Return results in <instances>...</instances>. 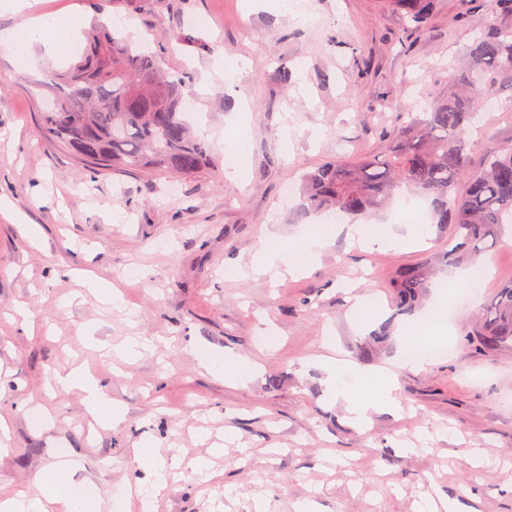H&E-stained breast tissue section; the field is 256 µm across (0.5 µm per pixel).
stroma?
Returning <instances> with one entry per match:
<instances>
[{
    "instance_id": "1",
    "label": "stroma",
    "mask_w": 512,
    "mask_h": 512,
    "mask_svg": "<svg viewBox=\"0 0 512 512\" xmlns=\"http://www.w3.org/2000/svg\"><path fill=\"white\" fill-rule=\"evenodd\" d=\"M28 14L0 0V33L28 15L77 16L87 0H30ZM500 0H434L427 35L414 34L394 0H288V11L249 0H135L101 7L111 24L132 19L168 45L164 67L189 78L197 125L213 150L209 169L179 181L121 171L95 176L41 132L51 99L35 87L45 71L68 67L33 44L25 62L0 45V191L27 226L0 223V419L11 427L0 454V493L34 488L51 465L73 460L77 482L96 486L110 512L116 485L145 479L140 443L177 455L180 474L155 512H294L309 498L320 512H415L426 497L456 500L460 512H512V347L475 352L466 335L475 315L512 281V237L484 254L487 273L476 301L440 286L468 261L434 267L415 312L396 314L393 277L447 241L428 224L425 244L369 249L336 236L303 270L279 281L246 275L267 234L293 245L319 214L300 213L303 174L344 155H383L399 116L447 95L448 70L471 44L479 19ZM246 61L238 74L222 66ZM497 108L481 112L477 133L512 145V83L497 88ZM247 123L250 163L224 176V141L235 117ZM138 278H128V270ZM94 275L119 289L124 310L107 308L78 279ZM371 295L366 322L353 319L350 288ZM447 304L448 353L427 369H399L400 414L376 413L367 430L350 424L325 393L320 357L362 366L394 360L397 338L434 302ZM31 315H14L18 303ZM384 340L372 333L383 322ZM277 351L262 350L265 336ZM137 336L147 348L113 365L109 346ZM206 346L256 364L243 386L200 367ZM87 365L124 414L97 426L80 391L59 393L56 375ZM416 449L404 451L403 440ZM224 452L210 456L212 444ZM487 456L481 469L461 451ZM209 457L207 475L195 469Z\"/></svg>"
}]
</instances>
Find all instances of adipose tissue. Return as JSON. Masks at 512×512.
I'll return each instance as SVG.
<instances>
[{"mask_svg":"<svg viewBox=\"0 0 512 512\" xmlns=\"http://www.w3.org/2000/svg\"><path fill=\"white\" fill-rule=\"evenodd\" d=\"M79 27L71 19L43 17L32 19L23 29L8 32L0 37V43L13 52L25 56L32 42H41L48 52L56 56L67 55L78 41ZM337 230L333 224H315L306 232L297 249L285 252L278 238L270 237L256 251L252 269L255 274L275 279L283 271L301 269L306 262L315 260L329 244ZM442 316H425L422 322L406 327L399 337V363L415 369L424 368L437 357L434 350H420L426 330L444 328ZM328 371V396L341 402L358 428H366L373 412L388 409L399 410L396 396V376L384 367L365 368L354 364L324 358ZM61 391L82 389L86 394L87 407L97 422L104 426H116L122 420L120 409L107 397L103 389L80 368L73 369L59 378ZM150 463L146 480L117 486L111 496L113 512H132L131 500H138L139 512H152L154 499L169 486L170 466L159 448L146 446ZM92 488L83 483L70 482L56 489L37 479L35 492L18 490L14 497L1 500L0 512H48L50 505H62L66 512H86L88 501L93 497Z\"/></svg>","mask_w":512,"mask_h":512,"instance_id":"obj_1","label":"adipose tissue"}]
</instances>
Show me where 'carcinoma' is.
<instances>
[{
    "label": "carcinoma",
    "mask_w": 512,
    "mask_h": 512,
    "mask_svg": "<svg viewBox=\"0 0 512 512\" xmlns=\"http://www.w3.org/2000/svg\"><path fill=\"white\" fill-rule=\"evenodd\" d=\"M421 35L429 29L430 0H397ZM86 44L66 70L46 72L39 86L54 99L43 113L45 132L98 173L112 170L195 175L210 165L184 108L185 80L162 67L159 52L137 49L111 32L99 6ZM512 79V28L479 24L465 59L450 75L452 90L423 116L399 122L383 159L329 162L304 174L306 212L372 218L400 190L431 198L432 220L450 231L453 254L476 261L494 248L498 229L512 224V146L472 134L479 105L498 82ZM483 165L472 171L474 155ZM467 183L464 193L458 186ZM431 287L428 262L403 265L392 282L396 311H415ZM468 343L479 350L512 345V282L483 306Z\"/></svg>",
    "instance_id": "1"
}]
</instances>
